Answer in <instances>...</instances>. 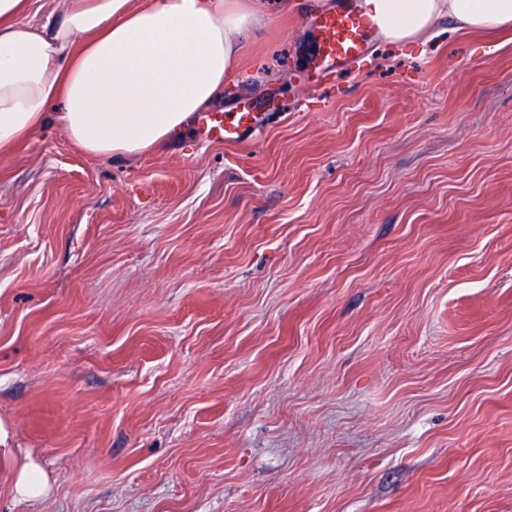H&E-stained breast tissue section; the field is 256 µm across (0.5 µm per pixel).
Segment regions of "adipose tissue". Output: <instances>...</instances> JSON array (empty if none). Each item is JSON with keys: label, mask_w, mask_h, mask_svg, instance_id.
Wrapping results in <instances>:
<instances>
[{"label": "adipose tissue", "mask_w": 512, "mask_h": 512, "mask_svg": "<svg viewBox=\"0 0 512 512\" xmlns=\"http://www.w3.org/2000/svg\"><path fill=\"white\" fill-rule=\"evenodd\" d=\"M34 0H0V156L48 119L95 156H134L181 133L238 65L240 37L266 22L252 0H59V18L26 20ZM388 45L512 25V0H357ZM0 473L36 503L51 483L40 459L0 424Z\"/></svg>", "instance_id": "adipose-tissue-1"}]
</instances>
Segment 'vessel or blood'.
I'll use <instances>...</instances> for the list:
<instances>
[{"instance_id": "b4317fda", "label": "vessel or blood", "mask_w": 512, "mask_h": 512, "mask_svg": "<svg viewBox=\"0 0 512 512\" xmlns=\"http://www.w3.org/2000/svg\"><path fill=\"white\" fill-rule=\"evenodd\" d=\"M314 27L318 51L307 69V81L315 86L350 62L364 58L374 32L371 20L353 6L352 0H338L335 9L316 19ZM261 120V113L245 104L233 112L198 113L196 128L210 141L239 144Z\"/></svg>"}]
</instances>
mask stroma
Here are the masks:
<instances>
[{
	"label": "stroma",
	"mask_w": 512,
	"mask_h": 512,
	"mask_svg": "<svg viewBox=\"0 0 512 512\" xmlns=\"http://www.w3.org/2000/svg\"><path fill=\"white\" fill-rule=\"evenodd\" d=\"M262 3L243 144L0 159V512H512V29L309 87L334 0ZM3 472L18 502H39L50 491V478L40 459L28 448H12L9 430L0 422V475Z\"/></svg>",
	"instance_id": "35a3bbf8"
}]
</instances>
